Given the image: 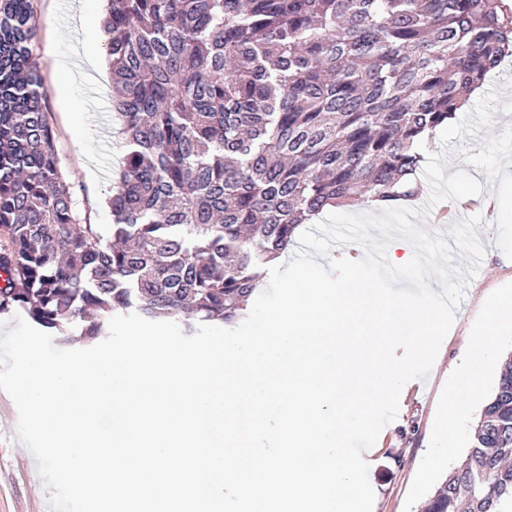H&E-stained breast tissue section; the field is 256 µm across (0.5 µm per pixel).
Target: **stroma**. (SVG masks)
<instances>
[{
    "label": "stroma",
    "mask_w": 512,
    "mask_h": 512,
    "mask_svg": "<svg viewBox=\"0 0 512 512\" xmlns=\"http://www.w3.org/2000/svg\"><path fill=\"white\" fill-rule=\"evenodd\" d=\"M39 29L34 52L47 91L49 122L75 209L87 223L107 227L112 213L106 205L122 154V139L112 119V88L104 51L101 0H34ZM97 60L84 81L70 83L72 63ZM93 135H85V127ZM453 170H466L483 184L478 197L465 198L460 218L483 217L480 240L486 250L481 272L467 285L456 312L453 335L445 337L426 379L400 396L397 419L381 431L369 463V481L377 490L376 512H417L447 472L466 456L469 437L479 419L483 397L469 400L455 422L442 415L455 399L451 390L468 363L470 331L484 311L512 294V259L495 245L496 211L490 202L496 188L483 170L454 158ZM17 408L0 391V512H49L34 457L16 439Z\"/></svg>",
    "instance_id": "obj_1"
}]
</instances>
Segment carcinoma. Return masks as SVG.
I'll return each mask as SVG.
<instances>
[{"mask_svg":"<svg viewBox=\"0 0 512 512\" xmlns=\"http://www.w3.org/2000/svg\"><path fill=\"white\" fill-rule=\"evenodd\" d=\"M112 224L78 222L33 54L0 0V312L94 339L115 315L227 328L328 207H403L423 136L507 56L505 0H106ZM419 512H512V355Z\"/></svg>","mask_w":512,"mask_h":512,"instance_id":"1","label":"carcinoma"}]
</instances>
